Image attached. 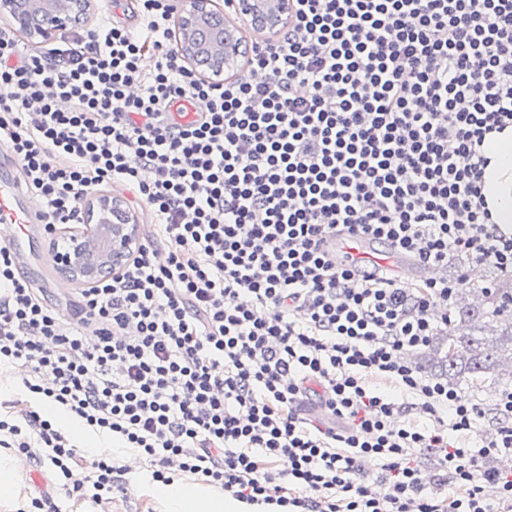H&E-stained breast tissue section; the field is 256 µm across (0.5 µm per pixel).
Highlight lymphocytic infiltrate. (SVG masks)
<instances>
[{"instance_id":"lymphocytic-infiltrate-1","label":"lymphocytic infiltrate","mask_w":512,"mask_h":512,"mask_svg":"<svg viewBox=\"0 0 512 512\" xmlns=\"http://www.w3.org/2000/svg\"><path fill=\"white\" fill-rule=\"evenodd\" d=\"M293 2L288 28L221 82L182 61L172 0H136V27L103 16L36 50L0 24V148L45 232L82 223L101 188L155 217L68 319L0 245V367L25 370L0 401V447L48 467L67 497L124 492V466L42 419L49 404L152 481L242 503L512 512V472L476 462L512 451V388L473 449L461 440L480 403L404 359L447 323L466 275L407 287L324 250L355 234L428 267L453 254L512 272V236L479 187L487 134L512 123V0ZM425 449L459 496L429 488Z\"/></svg>"}]
</instances>
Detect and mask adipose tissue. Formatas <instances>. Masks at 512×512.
Returning <instances> with one entry per match:
<instances>
[{"mask_svg": "<svg viewBox=\"0 0 512 512\" xmlns=\"http://www.w3.org/2000/svg\"><path fill=\"white\" fill-rule=\"evenodd\" d=\"M483 154L489 163L484 169L481 192L493 223L505 235H512V124L502 132L488 136ZM166 512H265L264 507L249 506L210 487L181 481L155 489Z\"/></svg>", "mask_w": 512, "mask_h": 512, "instance_id": "ef3b65f1", "label": "adipose tissue"}]
</instances>
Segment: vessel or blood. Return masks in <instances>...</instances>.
Masks as SVG:
<instances>
[{
  "label": "vessel or blood",
  "instance_id": "b4317fda",
  "mask_svg": "<svg viewBox=\"0 0 512 512\" xmlns=\"http://www.w3.org/2000/svg\"><path fill=\"white\" fill-rule=\"evenodd\" d=\"M19 165V160L11 154L0 156V224L11 228L10 248L16 260L21 261L25 258L23 245L34 225L41 221V208L30 194L21 189L14 175ZM328 247L330 250L342 252L348 263L359 267L369 266L374 258L366 239L363 238H332L328 241ZM381 266L398 277L417 275L427 278L431 275L430 269L418 265L403 254L382 261Z\"/></svg>",
  "mask_w": 512,
  "mask_h": 512
}]
</instances>
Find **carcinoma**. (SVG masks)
<instances>
[{"label":"carcinoma","mask_w":512,"mask_h":512,"mask_svg":"<svg viewBox=\"0 0 512 512\" xmlns=\"http://www.w3.org/2000/svg\"><path fill=\"white\" fill-rule=\"evenodd\" d=\"M471 299H466V296ZM512 273L499 272L489 286L456 293L448 307V335L432 340L428 362L448 382H476L512 362Z\"/></svg>","instance_id":"obj_1"}]
</instances>
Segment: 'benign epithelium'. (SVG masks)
Masks as SVG:
<instances>
[{
    "label": "benign epithelium",
    "mask_w": 512,
    "mask_h": 512,
    "mask_svg": "<svg viewBox=\"0 0 512 512\" xmlns=\"http://www.w3.org/2000/svg\"><path fill=\"white\" fill-rule=\"evenodd\" d=\"M90 0H0V17H5L21 32L40 44H51L72 33L78 27V17L86 13ZM293 5L291 0H238L236 17L254 27L271 31L288 25ZM218 12L215 0H179L177 26L181 36L180 56L189 62L194 56V29ZM210 71L198 72L204 79H220L232 70L237 60L238 45L219 34L207 47ZM86 221L89 224H108L110 237L104 255L92 262L86 257V247L78 238L56 257L62 273L69 277H89L107 265H118L131 251L135 233L131 218L123 203L101 195L88 203Z\"/></svg>",
    "instance_id": "7a95c632"
}]
</instances>
